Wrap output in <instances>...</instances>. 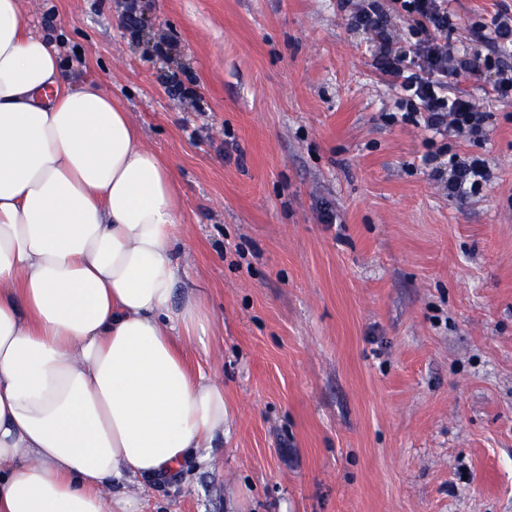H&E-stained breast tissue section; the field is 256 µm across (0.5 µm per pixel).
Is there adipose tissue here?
I'll return each mask as SVG.
<instances>
[{"label": "adipose tissue", "mask_w": 512, "mask_h": 512, "mask_svg": "<svg viewBox=\"0 0 512 512\" xmlns=\"http://www.w3.org/2000/svg\"><path fill=\"white\" fill-rule=\"evenodd\" d=\"M181 196L129 112L70 85L0 0V512H143L133 482L203 464L224 380Z\"/></svg>", "instance_id": "adipose-tissue-1"}]
</instances>
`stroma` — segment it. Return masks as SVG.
Returning <instances> with one entry per match:
<instances>
[{"label": "stroma", "instance_id": "35a3bbf8", "mask_svg": "<svg viewBox=\"0 0 512 512\" xmlns=\"http://www.w3.org/2000/svg\"><path fill=\"white\" fill-rule=\"evenodd\" d=\"M359 2L23 0L170 164L220 320L189 358L224 377V443L132 486L144 512H512V102L458 85L480 145L392 122ZM502 4L451 0L455 47L488 51ZM430 140L486 190L448 196Z\"/></svg>", "mask_w": 512, "mask_h": 512}]
</instances>
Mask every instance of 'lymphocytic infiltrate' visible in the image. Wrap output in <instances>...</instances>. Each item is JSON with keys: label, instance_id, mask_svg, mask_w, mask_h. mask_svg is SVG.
Returning <instances> with one entry per match:
<instances>
[{"label": "lymphocytic infiltrate", "instance_id": "obj_1", "mask_svg": "<svg viewBox=\"0 0 512 512\" xmlns=\"http://www.w3.org/2000/svg\"><path fill=\"white\" fill-rule=\"evenodd\" d=\"M401 7L411 23L412 40L403 53H384L379 62L401 105L425 112L429 129L482 137L485 112L472 99L454 94L451 84L480 73L489 80L485 94L512 97V14L502 9L492 18L494 55L464 59L453 66L448 50L452 32L448 0H401ZM422 162L452 197L479 193L490 181L486 162L478 156L463 157L440 147L427 151Z\"/></svg>", "mask_w": 512, "mask_h": 512}]
</instances>
